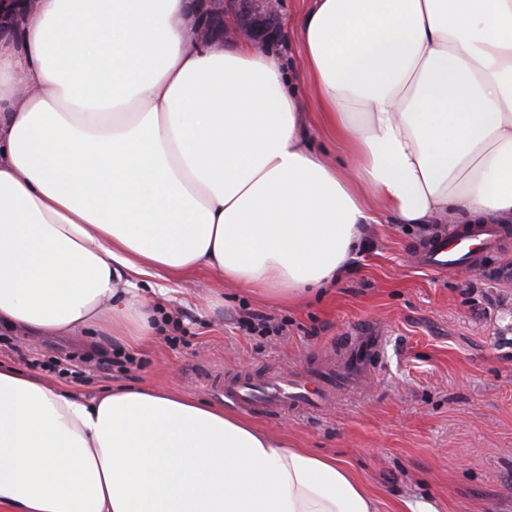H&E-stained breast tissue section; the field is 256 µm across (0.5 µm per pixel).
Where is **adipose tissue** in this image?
Here are the masks:
<instances>
[{
    "instance_id": "1",
    "label": "adipose tissue",
    "mask_w": 512,
    "mask_h": 512,
    "mask_svg": "<svg viewBox=\"0 0 512 512\" xmlns=\"http://www.w3.org/2000/svg\"><path fill=\"white\" fill-rule=\"evenodd\" d=\"M187 0H37L0 38V325L152 338L137 285L291 301L366 227L512 221V0H309L297 63L201 45ZM345 150L332 164L314 126ZM0 512H377L333 456L157 386L0 366Z\"/></svg>"
}]
</instances>
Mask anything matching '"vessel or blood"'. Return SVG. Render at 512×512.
Returning <instances> with one entry per match:
<instances>
[{"instance_id":"vessel-or-blood-1","label":"vessel or blood","mask_w":512,"mask_h":512,"mask_svg":"<svg viewBox=\"0 0 512 512\" xmlns=\"http://www.w3.org/2000/svg\"><path fill=\"white\" fill-rule=\"evenodd\" d=\"M496 243L494 229L476 224L462 233L441 234L424 251L419 263L434 271H463L477 252L493 248ZM360 331V336L343 350L340 361L280 367L261 379L248 373L227 376L215 370L204 383L225 404L243 411L274 416L288 412L311 415L322 411L337 393L361 391L373 371L380 336L368 325L361 326Z\"/></svg>"}]
</instances>
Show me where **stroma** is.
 <instances>
[{"label":"stroma","mask_w":512,"mask_h":512,"mask_svg":"<svg viewBox=\"0 0 512 512\" xmlns=\"http://www.w3.org/2000/svg\"><path fill=\"white\" fill-rule=\"evenodd\" d=\"M305 0H281L278 45L302 53ZM455 225L421 228L384 216L372 225L352 270L320 299L292 305L258 299L200 268L162 289V336L134 356L139 368L107 372L93 360L108 336L59 338L15 332L0 362L41 374L35 359L71 357L51 380L90 399L116 385L162 384L209 403L212 369L258 374L323 355L358 325L377 324L382 345L364 392L346 393L320 415L251 420L271 435L347 462L373 493L378 512H512V223L472 270L418 267L424 245ZM256 313L283 324L279 336L238 327ZM182 341L172 346L167 335Z\"/></svg>","instance_id":"35a3bbf8"}]
</instances>
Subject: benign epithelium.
<instances>
[{"label":"benign epithelium","instance_id":"1","mask_svg":"<svg viewBox=\"0 0 512 512\" xmlns=\"http://www.w3.org/2000/svg\"><path fill=\"white\" fill-rule=\"evenodd\" d=\"M191 4L198 18L194 37L201 44L244 36L263 48L279 35L280 0H191Z\"/></svg>","mask_w":512,"mask_h":512}]
</instances>
